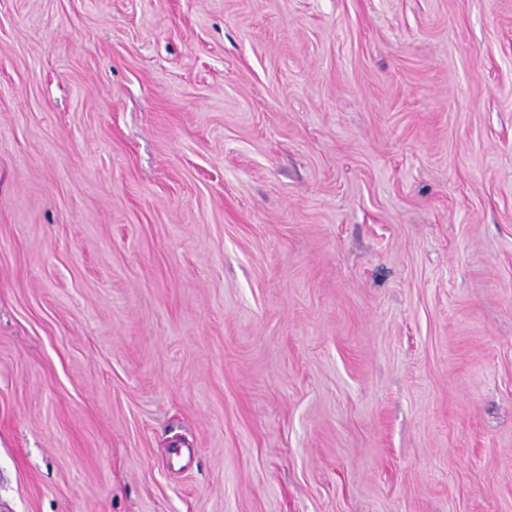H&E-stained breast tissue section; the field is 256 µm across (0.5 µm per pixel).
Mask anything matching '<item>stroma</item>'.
I'll return each mask as SVG.
<instances>
[{
  "mask_svg": "<svg viewBox=\"0 0 512 512\" xmlns=\"http://www.w3.org/2000/svg\"><path fill=\"white\" fill-rule=\"evenodd\" d=\"M0 512H512V0H0Z\"/></svg>",
  "mask_w": 512,
  "mask_h": 512,
  "instance_id": "stroma-1",
  "label": "stroma"
}]
</instances>
